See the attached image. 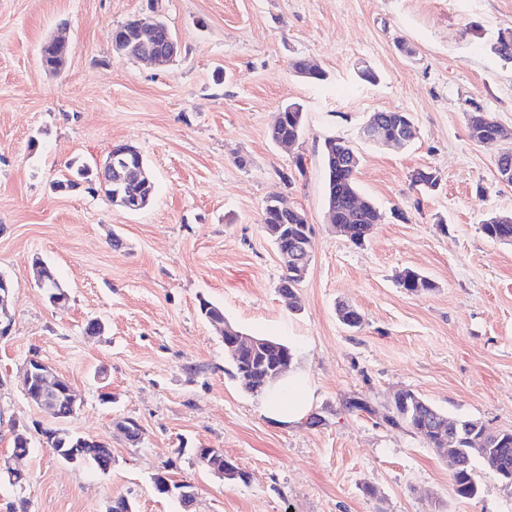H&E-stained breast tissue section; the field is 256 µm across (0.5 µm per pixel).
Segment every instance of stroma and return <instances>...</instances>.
Wrapping results in <instances>:
<instances>
[{"instance_id":"1","label":"stroma","mask_w":512,"mask_h":512,"mask_svg":"<svg viewBox=\"0 0 512 512\" xmlns=\"http://www.w3.org/2000/svg\"><path fill=\"white\" fill-rule=\"evenodd\" d=\"M151 16L181 44L163 67L121 56L110 39ZM508 29L512 0H0V272L15 285L0 337V458L11 422L31 440L17 463L23 489L0 480V512L19 497L28 512H105L117 496L135 512H184L154 491L161 470L194 486L193 512H512V486L479 468L478 495H457L447 461L385 420L392 394L409 388L446 415L512 431V244L482 230L512 212L497 171L508 145L471 140L466 118L479 109L512 130V63L490 50ZM57 33L70 52L53 73L40 48ZM297 58L326 80L295 75ZM365 65L376 84L360 79ZM292 102L305 127L288 151L268 131ZM383 110L411 115L408 146L360 139ZM334 135L360 153L358 186L381 215L360 246L325 220L320 149ZM117 143L150 167L147 208L124 211L85 182L59 188ZM422 167L440 177L429 194L410 187ZM274 196L306 214L314 241L293 312L262 228ZM37 259L65 305L37 286ZM406 269L434 290L400 288ZM204 299L245 333L294 348L293 370L314 390L309 417L266 418L201 317ZM342 303L360 327L339 321ZM94 319L102 336L86 332ZM34 354L81 398L65 429L111 443L108 472L46 446L41 431L56 421L21 378ZM122 417L140 423L139 442L116 431ZM202 447L221 449L246 481L201 466ZM36 261L42 264L40 272L44 276L46 285L48 287L46 288V293L48 295L49 301L54 304L64 305L67 300V294L64 291V288L62 287L61 283L59 282L55 272L48 265L41 262L40 260ZM44 279L40 276L39 284L41 288H44Z\"/></svg>"}]
</instances>
